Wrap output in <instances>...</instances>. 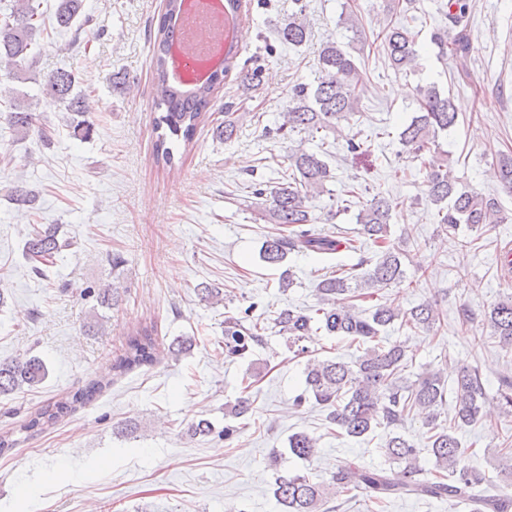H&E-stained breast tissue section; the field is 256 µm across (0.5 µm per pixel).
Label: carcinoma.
Segmentation results:
<instances>
[{"label": "carcinoma", "instance_id": "1", "mask_svg": "<svg viewBox=\"0 0 512 512\" xmlns=\"http://www.w3.org/2000/svg\"><path fill=\"white\" fill-rule=\"evenodd\" d=\"M83 0H59L55 11L58 26L70 28L82 18ZM179 0H166L153 38V85L156 106L160 115L155 121L158 132L154 144L156 161L173 166L174 152L170 144L183 142L189 146L196 128L207 112L214 90L222 81L217 73L202 85L184 88L172 83L167 75L165 46L171 37L169 19ZM448 27L432 33V42L441 53L454 60H464L472 53L467 33L468 0H447L445 3ZM37 12L32 0H17L13 11L0 21V66L8 75L18 79L26 65L33 61V48L41 25L35 23ZM279 39L298 47L308 42L310 32L303 9L289 15L278 30ZM399 73L415 67L417 43L405 26L388 23L381 31L379 45ZM369 78L351 55L334 42L322 45L316 62V77L311 83H297L289 94L287 112L277 133L305 132L312 136L320 131H336L343 121L360 112V105ZM75 76L57 70L45 78L42 93L54 102L64 104L67 111L81 120L74 128L87 139L94 126L84 118V97L74 92ZM417 115L398 133L400 144L413 161L420 162L427 172V201L438 207L439 224L450 235L462 228L490 232L504 223L505 216L497 198L476 191L460 190L451 175L453 161L449 152L440 149L438 133L445 132L458 122L452 99L441 96L435 86L417 89ZM4 120L16 132H36L40 141L53 143L54 129L35 124V114L17 104L11 107ZM291 173L269 188H257L254 197L261 200L264 211L278 232L265 239L261 260L272 266L285 262L291 253L314 254L328 259L342 251L360 253L357 262L338 269V274L326 277L318 285L319 307L314 315L285 308L274 319L279 333L287 336L288 348H297L311 335L313 325L331 336L348 338L364 345L362 353L350 361L340 358L312 360L306 370L307 392L317 404L329 409L328 429L339 435L363 437L379 428L386 431L384 448L392 463L402 466L401 474L392 469H369L355 463L339 467L331 483L323 485L301 473H279L275 477L274 496L282 512H321L329 499L353 491L364 494L377 504L391 497L415 496L469 502L473 512H512V497L501 492L491 493L485 487L486 475L473 464L468 449L461 447L456 436L459 427L471 425L483 416L488 394L478 367H465L457 375L453 388H448L441 370H431L414 380L401 377L406 360V347L401 343L382 345L381 332L395 321L410 328L432 330L441 322L435 304L423 302L409 309L379 306L371 311L360 308L358 302L389 286H399L406 278L403 252L389 238L392 202L375 195L364 202L356 223L358 237L333 236L318 232L311 214V201L325 191L330 178L327 163L317 152L291 148L287 155ZM496 172L502 189L512 194V153L496 159ZM60 225L46 224L28 234L24 255L31 271L45 276L57 256L71 246L69 239L59 236ZM363 237L374 247V256L361 253L358 238ZM464 324L480 320L490 329L505 354L512 355V296H507L477 317L468 308L460 309ZM154 327L146 323L136 326L127 336L123 353L112 363V370L123 374L158 362L160 350L153 337ZM264 343L259 323L245 324L242 318L224 319V356L242 358ZM45 363L38 357L0 360V396L9 395L28 386L41 384L47 377ZM102 390L94 381L63 397L27 418L25 429H34L68 415L78 404L91 401ZM497 400L504 412L512 413V377L500 378ZM451 409L448 425L439 423L441 414ZM252 409L250 396H240L227 406L226 414L238 419ZM416 412L432 432L430 448L434 457V475H424L418 452L396 432L410 413ZM290 452L304 460L312 459L318 440L298 432L288 438Z\"/></svg>", "mask_w": 512, "mask_h": 512}]
</instances>
